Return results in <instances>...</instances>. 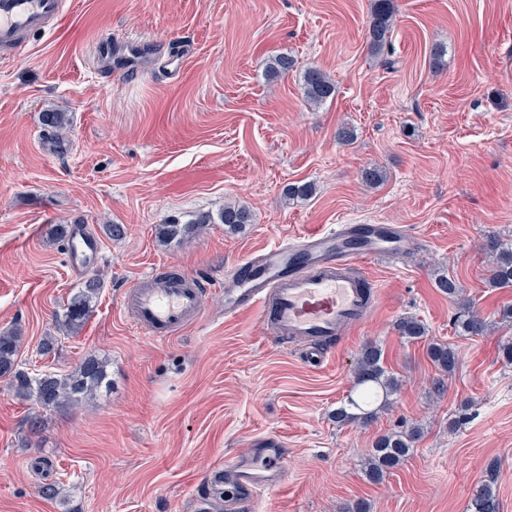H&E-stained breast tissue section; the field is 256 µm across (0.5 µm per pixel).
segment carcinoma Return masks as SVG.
<instances>
[{
    "mask_svg": "<svg viewBox=\"0 0 512 512\" xmlns=\"http://www.w3.org/2000/svg\"><path fill=\"white\" fill-rule=\"evenodd\" d=\"M393 8L391 0H374L368 30L369 49L376 56L382 54L392 28ZM295 66L294 58L286 53L272 57L269 70L272 75H286ZM303 97L310 104H321L335 92L332 80L318 68L305 71L302 83ZM44 128L55 133L65 130L69 124L63 112L48 110L41 114ZM250 223L249 211L239 205L224 206L217 214L200 212L186 222L173 219L159 226L158 235L165 241H181L207 224H224L238 228ZM487 251L494 256L489 284L493 288L512 287V238L498 235L489 238ZM103 282L96 275L89 276L83 286L67 301L61 326L68 334L78 333L84 326L98 299ZM455 326L462 336H483L490 328L480 312L469 306L461 308ZM399 336L408 342H416L428 335L425 323L415 316H404L396 324ZM22 336L19 330L0 334V376H6L18 397L33 401L45 410L75 408L90 400L104 385L108 363L95 354L84 357L72 370L58 374L45 371L35 375L18 367L16 355ZM428 354L439 371L450 374L458 364V352L448 343H432ZM353 390L359 396H348L341 402L332 418L336 424L366 425L379 411L387 409L390 397L401 390L400 379L384 366V353L380 345L370 342L360 350L354 367ZM420 432L417 429L401 431L378 437L373 451L366 461V474L373 482H381L391 470L402 464L413 452ZM470 512H500V502L495 488L483 484L471 500Z\"/></svg>",
    "mask_w": 512,
    "mask_h": 512,
    "instance_id": "obj_1",
    "label": "carcinoma"
}]
</instances>
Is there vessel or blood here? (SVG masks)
<instances>
[{
	"label": "vessel or blood",
	"instance_id": "1",
	"mask_svg": "<svg viewBox=\"0 0 512 512\" xmlns=\"http://www.w3.org/2000/svg\"><path fill=\"white\" fill-rule=\"evenodd\" d=\"M68 15L64 0H0V56L16 55L28 35L52 33ZM357 230L339 224L251 251L236 262L223 288L225 317L257 311L270 337L302 343L307 365L321 368L333 357L340 331L362 326L376 306L378 293L366 277V262L398 257L408 242L402 226L388 224L375 226L367 242L353 247L349 241ZM99 250V238L86 225H72L71 275L84 273ZM205 291V283L191 274L157 268L125 291L123 308L140 333L168 340L201 318ZM282 445L274 434L256 439L253 453L263 458L262 471L228 461L212 469L208 488L223 489L229 512H241L246 495L279 484Z\"/></svg>",
	"mask_w": 512,
	"mask_h": 512
}]
</instances>
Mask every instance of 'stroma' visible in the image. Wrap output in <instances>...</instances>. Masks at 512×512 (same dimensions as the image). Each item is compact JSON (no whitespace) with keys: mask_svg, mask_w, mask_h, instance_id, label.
<instances>
[{"mask_svg":"<svg viewBox=\"0 0 512 512\" xmlns=\"http://www.w3.org/2000/svg\"><path fill=\"white\" fill-rule=\"evenodd\" d=\"M71 3L57 34L0 62V331L20 329L24 370L65 372L95 353L111 384L79 408L42 412L33 435L31 402L0 376V512H198L209 471L268 433L284 443L285 477L250 512H343L359 499L371 512H468L488 480L512 512V364L501 355L512 323L499 317L512 288L489 287L485 249L490 235L512 237V0H393L383 58L366 39L373 0ZM100 37L142 45L138 67L100 64ZM279 53L294 71L267 76ZM311 67L335 85L316 106L302 94ZM46 109L67 113L63 139L43 127ZM343 126L352 144L338 142ZM373 166L386 173L376 186L362 178ZM305 182L313 196L288 199ZM227 203L250 224L159 240L168 218ZM77 222L102 242L103 288L64 337L56 317L83 280L59 230ZM330 224H398L416 243L368 264L378 306L321 369L266 336L258 312L225 319L216 291L170 340L144 337L123 310V291L155 266L227 282L248 252ZM441 274L460 283L458 299L436 288ZM464 304L488 319L487 335L458 334ZM406 315L427 340L399 336ZM431 341L456 348L452 375L432 363ZM369 342L401 390L373 422L337 425ZM413 426V454L371 482L374 440ZM49 482L56 498L41 493Z\"/></svg>","mask_w":512,"mask_h":512,"instance_id":"35a3bbf8","label":"stroma"}]
</instances>
